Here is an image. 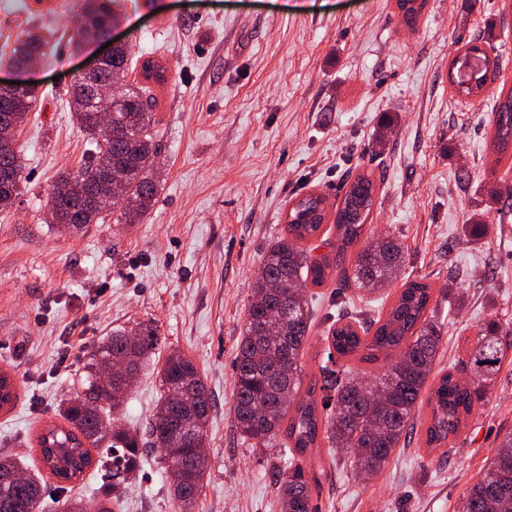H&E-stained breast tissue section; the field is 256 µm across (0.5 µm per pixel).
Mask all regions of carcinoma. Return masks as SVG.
<instances>
[{
    "instance_id": "carcinoma-1",
    "label": "carcinoma",
    "mask_w": 512,
    "mask_h": 512,
    "mask_svg": "<svg viewBox=\"0 0 512 512\" xmlns=\"http://www.w3.org/2000/svg\"><path fill=\"white\" fill-rule=\"evenodd\" d=\"M406 22L411 23L426 0H398ZM121 0H83V34L109 35ZM45 38L30 33L9 55L10 65L25 72L42 54ZM469 65L467 79H457L459 95L473 99L487 82L490 58L474 41L468 42L463 59L453 64ZM128 75L127 52L112 55L101 76L97 92L114 99L112 123L117 133L106 135L90 119L87 83L75 79L70 96L72 117L91 136L95 149L75 170L62 175L51 192L53 222L81 228L104 219L103 210L88 208L83 196L107 188L106 175L114 168L127 173L117 223L135 224L155 202L160 184L158 150L151 133L150 87L136 86L114 94L115 86ZM147 81L163 84L167 70L153 60L142 65ZM37 101L34 86L0 94V131L17 130ZM492 150L496 164L512 170V91L496 100L492 120ZM0 211L9 208L18 195L24 171L15 139L0 138ZM375 192L373 181L357 175L342 204L336 208V255L314 258L301 242L318 236L328 216L326 199L310 193L293 203L285 235L274 243L260 261L261 271L253 283L246 321L235 361L234 424L252 446L284 449L286 467L278 471L275 487L281 512H316L314 496L319 493L325 462L314 460L320 441L328 444L327 455H346L365 477L380 474L396 448L410 435L414 422L425 425V444L443 448L453 441L465 420L488 394L492 376L502 360L499 336L502 324L496 319L477 330L468 360L444 369L437 386L424 401L420 397L436 366L443 341L441 327L427 316L432 297L429 284L406 281L387 310L372 319L342 322L350 301H336V314L328 328L326 359L320 371L323 384L304 382L302 359L311 333L309 302L303 285L324 284L336 275L343 288L384 290L397 279L404 250L391 236H370L351 264L348 248L365 232ZM155 329L137 324L112 332L89 357L82 392L65 403L64 425L52 424L41 432L38 447L50 474L63 482L26 478L21 483L0 480V512H36L48 490H64L69 474H81L92 465L91 449L99 450L98 462L112 469V479L123 481L140 472L147 449L159 451L170 481L177 512H192L208 468L204 461L187 464L196 448L180 439L189 427L205 435L212 403L196 366L180 351H171L158 375L163 394L148 426L130 429L108 421L123 406L99 383L104 361L127 365L136 378L145 362L153 359ZM356 356L368 364L383 362L378 376L368 382L347 367L333 369L335 359ZM462 512H512V434H506L484 471L464 494ZM65 512H112L104 503L82 500L65 502Z\"/></svg>"
}]
</instances>
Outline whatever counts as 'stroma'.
<instances>
[{
  "label": "stroma",
  "instance_id": "obj_1",
  "mask_svg": "<svg viewBox=\"0 0 512 512\" xmlns=\"http://www.w3.org/2000/svg\"><path fill=\"white\" fill-rule=\"evenodd\" d=\"M81 7L0 0V79H12L6 55L29 29L51 36L27 73L38 99L16 136L25 181L0 211V372L17 390L14 406L0 408V454L48 476L37 437L60 423L93 348L114 329L145 324L157 332L156 360L186 354L212 398L193 512H280L275 477L285 462L278 448L244 441L232 414L252 283L297 198L316 193L336 206L347 179L363 173L376 184L369 224L405 248L400 280L434 290L441 365L465 359L477 326L493 318L504 326V357L452 448L410 443L371 479L335 458L318 512H459L512 431V173L496 165L490 140L495 101L512 90V0H427L412 27L396 0H128L112 38L130 53L129 79L148 58L167 70L151 87L161 185L139 223L109 216L76 232L52 223L48 197L88 147L69 91L102 43L75 45ZM474 37L493 48L500 72L470 102L448 67ZM477 218L489 231L473 241L461 227ZM338 291L333 279L307 289V374L327 348ZM159 397L145 366L119 422L146 424ZM103 481L88 469L39 512L101 498ZM120 489L112 512H175L156 456Z\"/></svg>",
  "mask_w": 512,
  "mask_h": 512
}]
</instances>
